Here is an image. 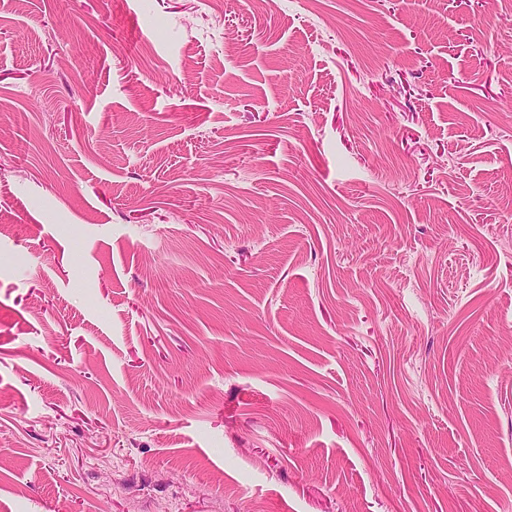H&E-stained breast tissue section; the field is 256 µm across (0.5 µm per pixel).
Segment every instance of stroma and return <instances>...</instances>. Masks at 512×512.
<instances>
[{"instance_id":"35a3bbf8","label":"stroma","mask_w":512,"mask_h":512,"mask_svg":"<svg viewBox=\"0 0 512 512\" xmlns=\"http://www.w3.org/2000/svg\"><path fill=\"white\" fill-rule=\"evenodd\" d=\"M0 512H512V0H0Z\"/></svg>"}]
</instances>
